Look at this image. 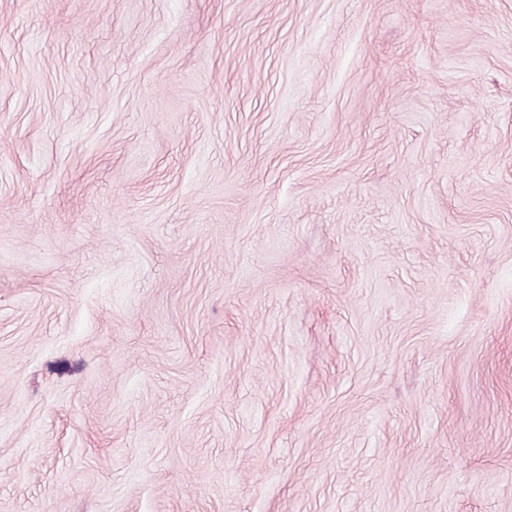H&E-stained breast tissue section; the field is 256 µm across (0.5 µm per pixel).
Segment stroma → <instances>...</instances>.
<instances>
[{
    "instance_id": "stroma-1",
    "label": "stroma",
    "mask_w": 512,
    "mask_h": 512,
    "mask_svg": "<svg viewBox=\"0 0 512 512\" xmlns=\"http://www.w3.org/2000/svg\"><path fill=\"white\" fill-rule=\"evenodd\" d=\"M0 512H512V0H0Z\"/></svg>"
}]
</instances>
